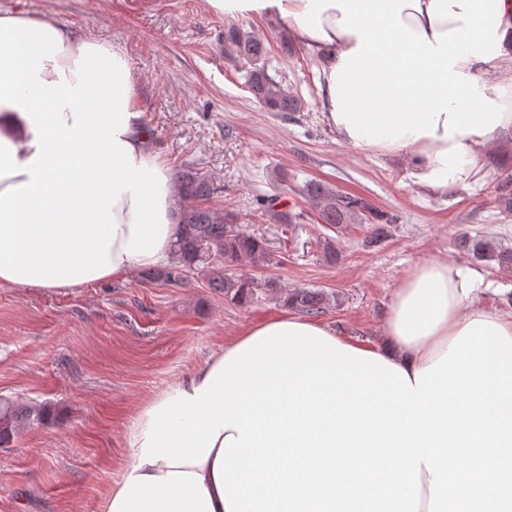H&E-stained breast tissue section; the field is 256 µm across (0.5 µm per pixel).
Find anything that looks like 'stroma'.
I'll list each match as a JSON object with an SVG mask.
<instances>
[{
	"label": "stroma",
	"mask_w": 512,
	"mask_h": 512,
	"mask_svg": "<svg viewBox=\"0 0 512 512\" xmlns=\"http://www.w3.org/2000/svg\"><path fill=\"white\" fill-rule=\"evenodd\" d=\"M20 11L125 54L155 152L169 170L188 167L213 182L208 207L234 211L267 240L274 262L255 270L256 279L331 294L318 323L375 341L396 289L429 258L473 272L481 301L512 314V269L456 245L463 233L512 245V213L498 203L499 184L512 177L511 135L486 150L468 185L425 193L410 181L408 160L337 141L322 114L316 66L280 22L231 19L205 0H0V13ZM231 24L265 40L269 75L303 100L302 111L270 112L254 97L244 70L219 52ZM312 181L360 196L398 222L376 246L367 243L369 225L321 224L306 194ZM260 196L277 199L293 223L259 210ZM327 240L337 264L322 259ZM208 279L198 271L189 286L174 288L144 283L135 270L68 291L0 287V395L54 408L49 421L0 447V512H101L138 406L187 379L245 327L290 311L279 292L239 304Z\"/></svg>",
	"instance_id": "stroma-1"
}]
</instances>
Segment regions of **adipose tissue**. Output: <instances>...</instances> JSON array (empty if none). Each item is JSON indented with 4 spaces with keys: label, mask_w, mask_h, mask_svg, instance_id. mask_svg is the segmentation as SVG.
I'll return each instance as SVG.
<instances>
[{
    "label": "adipose tissue",
    "mask_w": 512,
    "mask_h": 512,
    "mask_svg": "<svg viewBox=\"0 0 512 512\" xmlns=\"http://www.w3.org/2000/svg\"><path fill=\"white\" fill-rule=\"evenodd\" d=\"M286 22L343 143L467 185L512 133V0H206ZM127 58L0 14V285L68 290L170 255L179 203ZM102 512H512V316L433 258L375 345L286 314L141 404Z\"/></svg>",
    "instance_id": "1"
}]
</instances>
